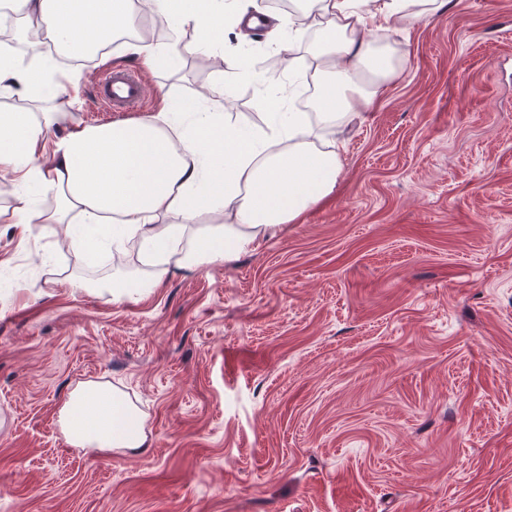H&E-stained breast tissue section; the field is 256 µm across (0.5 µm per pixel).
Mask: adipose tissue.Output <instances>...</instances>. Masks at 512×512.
Segmentation results:
<instances>
[{"instance_id": "obj_1", "label": "adipose tissue", "mask_w": 512, "mask_h": 512, "mask_svg": "<svg viewBox=\"0 0 512 512\" xmlns=\"http://www.w3.org/2000/svg\"><path fill=\"white\" fill-rule=\"evenodd\" d=\"M23 20L75 52L130 24L134 0H17ZM305 28L284 31L290 52L305 30L318 41L315 72L322 78L321 111L271 116L252 133L228 131V94L210 87L213 109L190 124L160 109L146 118L83 126L68 112L0 113V176L18 186L39 185L58 199L51 210L33 209L25 196L0 207V223L107 225L105 243L121 252L137 240L140 267H116L91 289L109 304L152 295L171 268L204 270L252 250L269 232L304 220L334 193L343 144L335 129L358 120L354 103L372 106L382 87L408 62L390 44L401 22L426 18L437 0H301ZM152 11L175 17L198 33L193 52L205 55L218 39L225 12L247 38L257 0H150ZM66 441L87 454L149 447L139 408L109 384L74 389L60 414Z\"/></svg>"}]
</instances>
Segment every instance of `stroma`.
<instances>
[{
    "label": "stroma",
    "instance_id": "obj_1",
    "mask_svg": "<svg viewBox=\"0 0 512 512\" xmlns=\"http://www.w3.org/2000/svg\"><path fill=\"white\" fill-rule=\"evenodd\" d=\"M136 27L161 58L143 106L109 112L108 64L48 54L33 112L140 120L249 83L178 54L193 28ZM343 128L334 196L257 249L176 268L120 305L74 289L112 251L0 223V512H512V0H446ZM310 38L276 71L294 108ZM125 391L150 446L86 455L59 411L81 382Z\"/></svg>",
    "mask_w": 512,
    "mask_h": 512
}]
</instances>
